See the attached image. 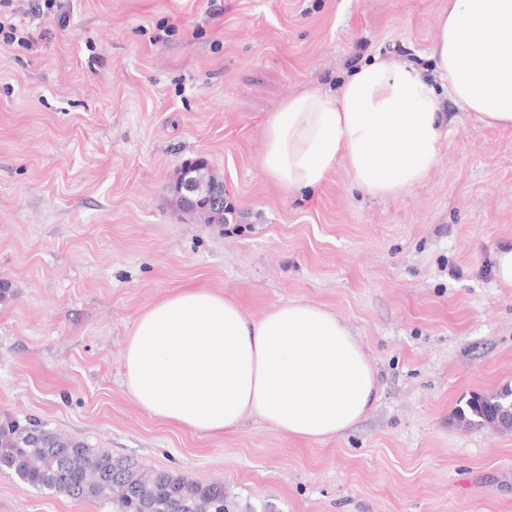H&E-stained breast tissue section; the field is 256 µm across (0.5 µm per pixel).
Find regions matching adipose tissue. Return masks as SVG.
<instances>
[{
	"label": "adipose tissue",
	"instance_id": "adipose-tissue-1",
	"mask_svg": "<svg viewBox=\"0 0 512 512\" xmlns=\"http://www.w3.org/2000/svg\"><path fill=\"white\" fill-rule=\"evenodd\" d=\"M512 0H448L432 56L436 80L376 58L337 95L303 89L264 123L261 164L292 196L322 186L343 162L355 187L397 197L438 158L436 81L484 124L512 127ZM125 385L150 416L220 435L248 417L301 441L341 435L378 400L376 370L352 328L301 301L250 319L233 296L183 287L137 322Z\"/></svg>",
	"mask_w": 512,
	"mask_h": 512
}]
</instances>
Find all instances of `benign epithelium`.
Masks as SVG:
<instances>
[{
	"mask_svg": "<svg viewBox=\"0 0 512 512\" xmlns=\"http://www.w3.org/2000/svg\"><path fill=\"white\" fill-rule=\"evenodd\" d=\"M207 160L200 158L180 168L170 191L183 213L194 217L199 212L209 214L211 223L222 224L229 213L224 197V181L217 176L205 180L199 175Z\"/></svg>",
	"mask_w": 512,
	"mask_h": 512,
	"instance_id": "7a95c632",
	"label": "benign epithelium"
}]
</instances>
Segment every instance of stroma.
<instances>
[{
	"label": "stroma",
	"mask_w": 512,
	"mask_h": 512,
	"mask_svg": "<svg viewBox=\"0 0 512 512\" xmlns=\"http://www.w3.org/2000/svg\"><path fill=\"white\" fill-rule=\"evenodd\" d=\"M0 46V410L153 470L223 484L230 512H512V430L455 412L512 386V130L438 86L423 182L356 190L336 164L286 196L261 165L268 113L336 94L379 56L432 73L448 0H60ZM206 158L239 214L201 224L169 191ZM248 317L300 300L346 321L380 398L341 436L302 442L251 418L192 433L124 384L138 318L178 288ZM0 512H104L0 475ZM493 274L498 287L512 288V244L505 242L492 254Z\"/></svg>",
	"instance_id": "1"
}]
</instances>
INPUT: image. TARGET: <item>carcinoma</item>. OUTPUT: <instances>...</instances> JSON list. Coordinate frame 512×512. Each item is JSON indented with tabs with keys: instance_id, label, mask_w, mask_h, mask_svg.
<instances>
[{
	"instance_id": "obj_1",
	"label": "carcinoma",
	"mask_w": 512,
	"mask_h": 512,
	"mask_svg": "<svg viewBox=\"0 0 512 512\" xmlns=\"http://www.w3.org/2000/svg\"><path fill=\"white\" fill-rule=\"evenodd\" d=\"M512 394L505 387L475 395L456 411L468 426H498L496 412ZM0 474L38 491L94 499L110 512H228L224 485L202 484L171 471L143 467L130 457L0 413Z\"/></svg>"
}]
</instances>
